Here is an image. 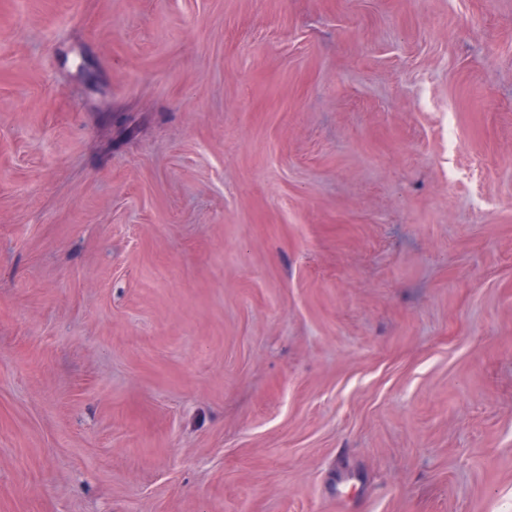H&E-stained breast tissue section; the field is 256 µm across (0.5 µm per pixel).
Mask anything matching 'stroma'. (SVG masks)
Instances as JSON below:
<instances>
[{"mask_svg":"<svg viewBox=\"0 0 512 512\" xmlns=\"http://www.w3.org/2000/svg\"><path fill=\"white\" fill-rule=\"evenodd\" d=\"M0 512H512V0H0Z\"/></svg>","mask_w":512,"mask_h":512,"instance_id":"35a3bbf8","label":"stroma"}]
</instances>
